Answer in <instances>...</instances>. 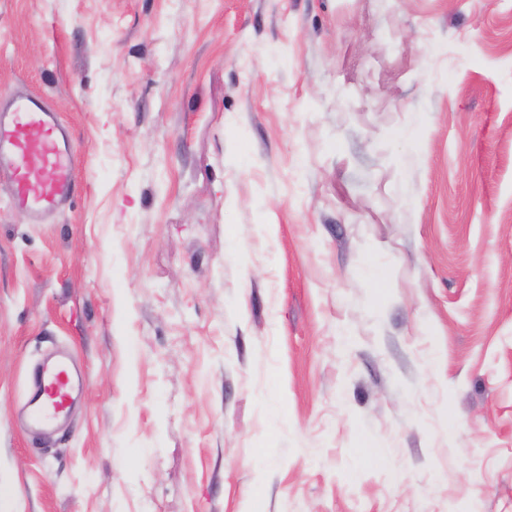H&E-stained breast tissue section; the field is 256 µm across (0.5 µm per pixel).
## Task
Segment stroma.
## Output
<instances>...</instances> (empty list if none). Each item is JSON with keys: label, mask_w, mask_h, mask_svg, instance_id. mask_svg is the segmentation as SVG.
Here are the masks:
<instances>
[{"label": "stroma", "mask_w": 512, "mask_h": 512, "mask_svg": "<svg viewBox=\"0 0 512 512\" xmlns=\"http://www.w3.org/2000/svg\"><path fill=\"white\" fill-rule=\"evenodd\" d=\"M18 92L78 191L0 178V512H512V0H0ZM75 381L70 365L58 360L43 366L31 378L27 405L34 426L45 427L62 417L69 407Z\"/></svg>", "instance_id": "stroma-1"}]
</instances>
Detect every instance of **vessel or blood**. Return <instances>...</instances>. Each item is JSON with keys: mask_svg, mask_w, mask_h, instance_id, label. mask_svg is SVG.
Instances as JSON below:
<instances>
[{"mask_svg": "<svg viewBox=\"0 0 512 512\" xmlns=\"http://www.w3.org/2000/svg\"><path fill=\"white\" fill-rule=\"evenodd\" d=\"M63 139V131L48 109L29 96L13 97L0 113V172H7L13 202L32 223H40L74 191L73 160ZM74 388L67 361L39 369L28 390L31 423L45 427L62 417Z\"/></svg>", "mask_w": 512, "mask_h": 512, "instance_id": "obj_1", "label": "vessel or blood"}]
</instances>
